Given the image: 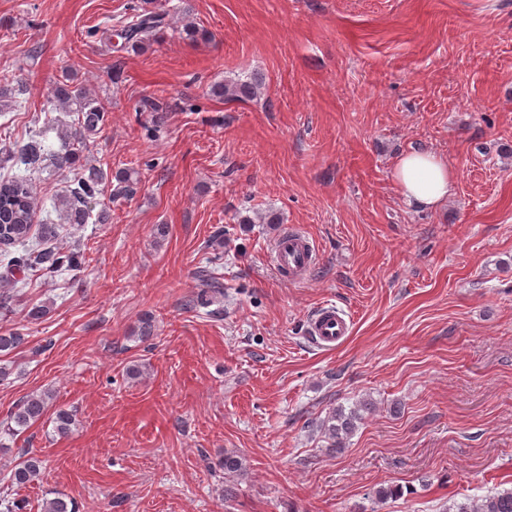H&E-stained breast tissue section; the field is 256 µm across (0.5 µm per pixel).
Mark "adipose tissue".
<instances>
[{
	"label": "adipose tissue",
	"mask_w": 512,
	"mask_h": 512,
	"mask_svg": "<svg viewBox=\"0 0 512 512\" xmlns=\"http://www.w3.org/2000/svg\"><path fill=\"white\" fill-rule=\"evenodd\" d=\"M394 179L404 202L415 208H434L455 191V177L445 161L433 152L402 155Z\"/></svg>",
	"instance_id": "1"
}]
</instances>
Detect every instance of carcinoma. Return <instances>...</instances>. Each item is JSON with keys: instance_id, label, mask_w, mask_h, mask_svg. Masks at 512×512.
I'll return each instance as SVG.
<instances>
[{"instance_id": "obj_1", "label": "carcinoma", "mask_w": 512, "mask_h": 512, "mask_svg": "<svg viewBox=\"0 0 512 512\" xmlns=\"http://www.w3.org/2000/svg\"><path fill=\"white\" fill-rule=\"evenodd\" d=\"M166 25L168 13L144 9L135 13L131 21L116 30V36L121 39V47L142 49L150 45ZM262 85V76L253 73L244 79L225 82L214 89V93L226 99H252L259 96ZM54 99L62 111L74 112L77 115L64 134L68 141L67 146L54 155L55 168L75 174L61 205L64 207L67 223L87 224L94 217L90 203L103 190V184L109 181V175L104 169L83 164L81 160L90 139L105 128L107 109L101 100L74 83L68 75L56 84ZM14 153L17 154L18 162L28 167L40 164L45 154L40 134H30L24 144L15 143ZM115 181L116 195L131 196L138 189L139 172L133 168L119 171L115 174ZM35 215L36 204L29 179L17 173L0 177V245L22 247L21 253L10 258V271L27 277L33 272L51 275L80 267L81 256L74 252H63L52 246L37 251L26 249ZM94 218L99 223L105 221L107 215L101 212ZM25 342L26 338L21 332L11 330L0 333V352L10 353ZM49 399L50 395L46 393H33L25 397L10 415L15 431L24 430L40 420L47 411ZM365 409L367 403L364 402L348 413L342 409H335L330 413L324 421V433L331 449L339 451L344 448L346 440L356 429V422L362 419L361 411ZM74 426L73 413L66 410L56 412L55 430L60 437L70 436ZM41 467L42 460L29 456L14 467L10 481L17 486L31 483L41 475ZM43 512H76V505L57 496L45 501ZM448 512H512V489L496 492L477 501L454 503L448 507Z\"/></svg>"}]
</instances>
